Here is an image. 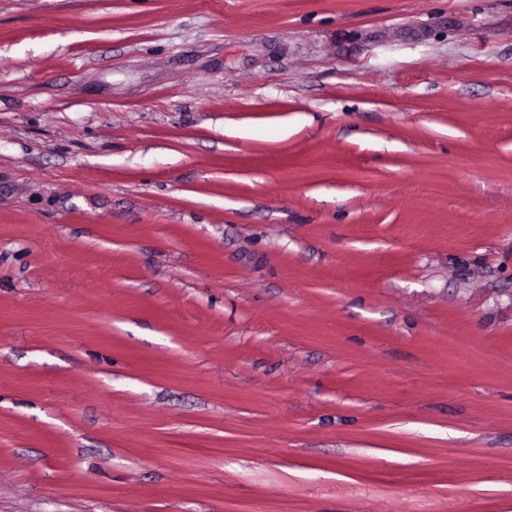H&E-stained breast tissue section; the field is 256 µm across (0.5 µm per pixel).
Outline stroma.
<instances>
[{"mask_svg":"<svg viewBox=\"0 0 512 512\" xmlns=\"http://www.w3.org/2000/svg\"><path fill=\"white\" fill-rule=\"evenodd\" d=\"M0 512H512V0H0Z\"/></svg>","mask_w":512,"mask_h":512,"instance_id":"1","label":"stroma"}]
</instances>
